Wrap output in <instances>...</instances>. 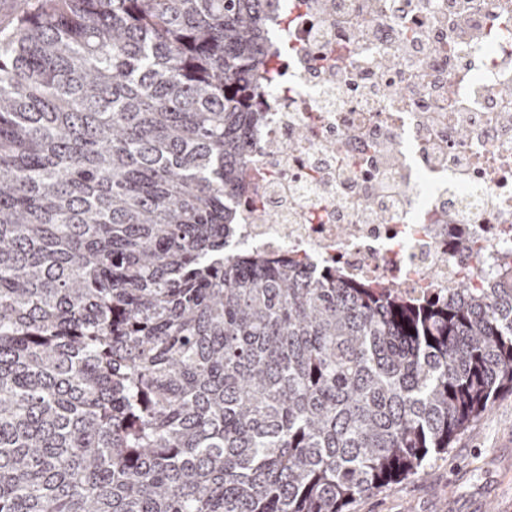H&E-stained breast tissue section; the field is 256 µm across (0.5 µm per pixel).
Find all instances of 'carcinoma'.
I'll return each mask as SVG.
<instances>
[{
  "mask_svg": "<svg viewBox=\"0 0 512 512\" xmlns=\"http://www.w3.org/2000/svg\"><path fill=\"white\" fill-rule=\"evenodd\" d=\"M278 0L0 29V512H348L512 394V256L446 302L224 258Z\"/></svg>",
  "mask_w": 512,
  "mask_h": 512,
  "instance_id": "carcinoma-1",
  "label": "carcinoma"
}]
</instances>
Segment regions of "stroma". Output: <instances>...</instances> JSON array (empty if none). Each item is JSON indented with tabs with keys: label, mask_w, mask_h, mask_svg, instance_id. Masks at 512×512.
<instances>
[{
	"label": "stroma",
	"mask_w": 512,
	"mask_h": 512,
	"mask_svg": "<svg viewBox=\"0 0 512 512\" xmlns=\"http://www.w3.org/2000/svg\"><path fill=\"white\" fill-rule=\"evenodd\" d=\"M350 512H512V395L420 472L356 499Z\"/></svg>",
	"instance_id": "stroma-1"
}]
</instances>
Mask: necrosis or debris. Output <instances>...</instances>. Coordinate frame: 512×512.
Segmentation results:
<instances>
[{
    "label": "necrosis or debris",
    "mask_w": 512,
    "mask_h": 512,
    "mask_svg": "<svg viewBox=\"0 0 512 512\" xmlns=\"http://www.w3.org/2000/svg\"><path fill=\"white\" fill-rule=\"evenodd\" d=\"M225 254L414 300L512 252V0H283ZM395 68L381 75L378 63Z\"/></svg>",
    "instance_id": "4bbe7bcc"
}]
</instances>
